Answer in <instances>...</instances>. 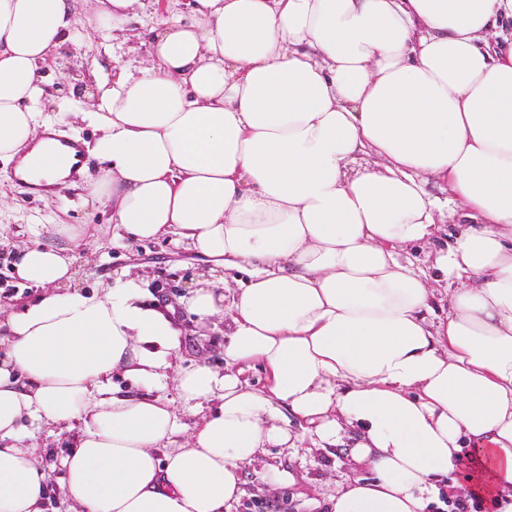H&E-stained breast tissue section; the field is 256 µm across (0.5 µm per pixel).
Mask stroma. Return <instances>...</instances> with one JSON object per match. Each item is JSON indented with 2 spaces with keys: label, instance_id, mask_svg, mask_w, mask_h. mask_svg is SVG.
<instances>
[{
  "label": "stroma",
  "instance_id": "stroma-1",
  "mask_svg": "<svg viewBox=\"0 0 512 512\" xmlns=\"http://www.w3.org/2000/svg\"><path fill=\"white\" fill-rule=\"evenodd\" d=\"M144 2V10L125 25L126 40L103 46L91 0H75V30L60 54L42 70L43 112L54 119L56 129L94 145L98 136L94 127L62 122L59 115L89 109L120 70H133L147 61L149 30L157 7L155 0ZM91 41L99 45L92 71L82 67L80 59L81 50ZM33 224L81 225L78 239L69 244L77 287L88 293L99 291L122 272L140 274L152 297L159 304L173 306L179 316L183 363L203 359L223 366V321H198L183 307L190 291L205 281L204 267L187 242L175 235L141 242L117 236L111 206L88 201L82 187H68L62 189L60 198L45 199L17 182L11 167L1 164L0 305H19L37 295L35 288L17 278L13 267L21 251L33 242L29 233ZM276 468L291 471L295 482L273 493L266 476ZM351 474V460L342 448H317L306 440L295 448H267L242 464L243 494L232 512H329L331 497Z\"/></svg>",
  "mask_w": 512,
  "mask_h": 512
}]
</instances>
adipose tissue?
Segmentation results:
<instances>
[{
	"label": "adipose tissue",
	"mask_w": 512,
	"mask_h": 512,
	"mask_svg": "<svg viewBox=\"0 0 512 512\" xmlns=\"http://www.w3.org/2000/svg\"><path fill=\"white\" fill-rule=\"evenodd\" d=\"M194 11L159 16L147 64L83 113L104 165L85 191L111 198L119 233L175 234L209 271L246 273L232 299L187 303L224 318V366L175 367L172 312L126 275L70 287L71 257L31 225L15 270L41 293L0 310V512H47L53 493L67 512H229L244 462L305 439L352 440L366 471L331 512H429L460 471L512 512V0ZM74 23L72 0H0V161L36 184L73 163L40 166L39 104ZM257 364L262 391L241 379ZM211 401L185 430L180 408ZM36 425L77 433L54 489L23 444Z\"/></svg>",
	"instance_id": "adipose-tissue-1"
}]
</instances>
